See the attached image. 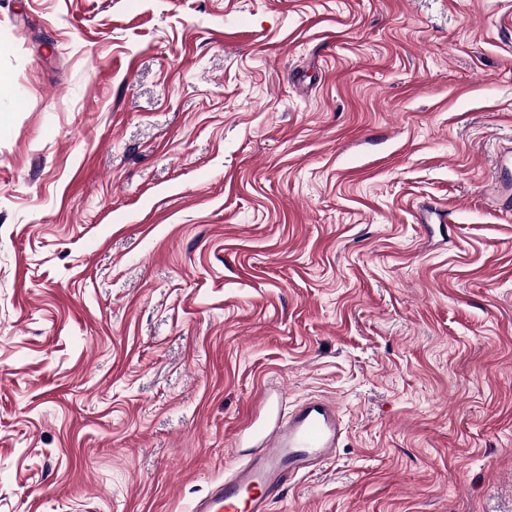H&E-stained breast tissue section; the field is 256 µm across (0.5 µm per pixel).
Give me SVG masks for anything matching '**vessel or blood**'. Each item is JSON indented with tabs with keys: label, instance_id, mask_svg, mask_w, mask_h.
<instances>
[{
	"label": "vessel or blood",
	"instance_id": "b4317fda",
	"mask_svg": "<svg viewBox=\"0 0 512 512\" xmlns=\"http://www.w3.org/2000/svg\"><path fill=\"white\" fill-rule=\"evenodd\" d=\"M245 421L239 437L252 443L248 458L236 460L192 512H271L293 480L335 454L343 434L332 405L312 399L285 412L264 391Z\"/></svg>",
	"mask_w": 512,
	"mask_h": 512
}]
</instances>
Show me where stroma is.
Wrapping results in <instances>:
<instances>
[{
    "mask_svg": "<svg viewBox=\"0 0 512 512\" xmlns=\"http://www.w3.org/2000/svg\"><path fill=\"white\" fill-rule=\"evenodd\" d=\"M512 0H0V512H512ZM245 421L236 444L250 440L249 457L236 459L231 473L196 501L192 512H271L293 480L335 454L343 434L332 405L312 399L286 413L265 387Z\"/></svg>",
    "mask_w": 512,
    "mask_h": 512,
    "instance_id": "35a3bbf8",
    "label": "stroma"
}]
</instances>
